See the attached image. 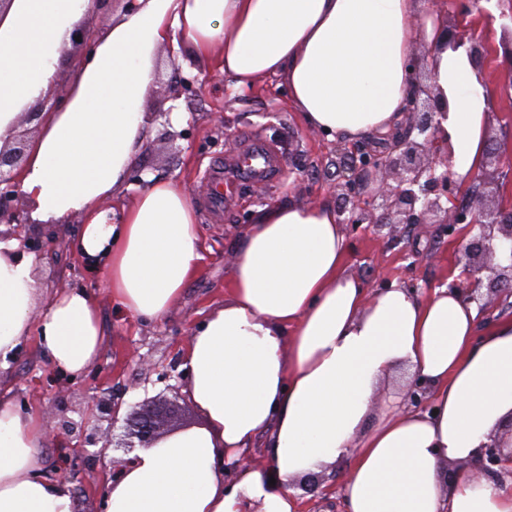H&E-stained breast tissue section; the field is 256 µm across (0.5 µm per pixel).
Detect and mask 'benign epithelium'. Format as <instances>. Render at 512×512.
Listing matches in <instances>:
<instances>
[{
	"label": "benign epithelium",
	"mask_w": 512,
	"mask_h": 512,
	"mask_svg": "<svg viewBox=\"0 0 512 512\" xmlns=\"http://www.w3.org/2000/svg\"><path fill=\"white\" fill-rule=\"evenodd\" d=\"M446 44L453 49L468 45L470 60L478 64L475 37H465L452 25L448 27ZM432 61V51L427 49L410 63V96L403 129L386 139L379 151L372 149L370 139L354 141L343 148L336 162V210L341 223L367 224L379 232L398 224H442L452 232L458 224L467 225L473 236L464 247L467 282L462 291L468 301L480 303L486 295L512 292V208L486 205L496 194L497 172L503 159L496 144L489 142L486 162L493 170L480 174L481 192L476 203L457 205L466 184L455 178L450 154L437 150L439 116L448 111V102L429 84L434 74ZM66 95L67 88L56 89L51 99H41L26 112L27 120L35 121L44 112L56 111ZM27 146L26 134L18 132L9 146L0 148V223H28L26 214L14 207L21 198L15 169L22 164ZM506 246L511 263L503 266L496 262L497 249ZM89 404L97 421H106L112 428L119 422L121 403L93 395ZM75 432L82 448L100 444L97 427L84 423L63 419L48 430L52 438ZM165 433L164 423L155 415L134 408L124 418V434L106 440L103 447L126 451L150 448ZM507 460L512 461V448L505 450L496 442L487 444L471 475L477 481L491 475L512 480V469L505 468Z\"/></svg>",
	"instance_id": "obj_1"
}]
</instances>
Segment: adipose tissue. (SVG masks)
Returning a JSON list of instances; mask_svg holds the SVG:
<instances>
[{"mask_svg":"<svg viewBox=\"0 0 512 512\" xmlns=\"http://www.w3.org/2000/svg\"><path fill=\"white\" fill-rule=\"evenodd\" d=\"M95 8L13 0L0 20V148L54 89L72 30ZM447 23L421 0H137L96 38L61 109L38 122L19 173L29 217L79 218L76 248L103 262L113 305L146 323L167 316L203 259L194 199L148 173L120 209L107 203L152 128L158 54L178 41L216 60L237 88L281 78L308 128L348 140L404 123L408 63L421 44L435 46L433 82L449 102L439 147L470 180L493 103L466 51L443 48ZM242 237L224 304L191 332L185 354L204 422L133 453L106 485L107 512H297L294 485L341 460L347 512H512L511 490L448 475L512 423V317L481 332L476 304L449 286L368 291L346 271L332 202L288 196L259 208ZM32 336L80 375L102 349L99 307L78 290L43 296L36 256L0 226V512H74L68 486L43 471L39 412L10 395L5 368ZM418 379L431 388L424 410L403 401ZM259 438L266 464H245Z\"/></svg>","mask_w":512,"mask_h":512,"instance_id":"1","label":"adipose tissue"}]
</instances>
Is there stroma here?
Segmentation results:
<instances>
[{
  "label": "stroma",
  "instance_id": "35a3bbf8",
  "mask_svg": "<svg viewBox=\"0 0 512 512\" xmlns=\"http://www.w3.org/2000/svg\"><path fill=\"white\" fill-rule=\"evenodd\" d=\"M162 73L151 89L147 111L158 116L137 161L190 193L200 210V235L205 256L178 306L164 320L143 325L118 313L103 286L100 267L72 246L80 224L71 220L65 229L51 224H20L16 232L35 238L39 286L45 295L66 288H82L96 299L105 344L98 360L81 376L73 377L38 352L34 342L22 344L8 361V374L18 404L37 406L46 422L66 415L74 422L89 420L88 398H114L123 410L135 404H174L168 429L202 424L203 418L189 401L185 389L184 353L191 331L215 306L224 302V281L235 250L242 242L243 216L258 208L294 195L307 201L332 200L336 179L338 136L306 128L288 110L283 90L275 81L240 92L206 59L188 50L164 47L159 53ZM486 84L492 89L494 113L490 136L512 147V100L497 87L511 72L501 59H483ZM194 79L196 89L180 99L191 121L182 125L183 135L169 143V125L159 117L170 105V87L181 78ZM272 144L281 160L275 184L239 178L213 207L204 181L210 167L226 164L244 135ZM348 252L346 263L366 285L376 290L399 282L423 294L445 284L453 271L462 269L461 233L446 235L426 224L399 229L392 237L378 234L364 224L344 225ZM46 474L69 481L74 512H105L104 479L113 472L122 450L88 455L76 437L62 435L48 440L42 451ZM78 479H71V472ZM346 464L322 472L316 491L296 488L298 512H344L341 488Z\"/></svg>",
  "mask_w": 512,
  "mask_h": 512
}]
</instances>
